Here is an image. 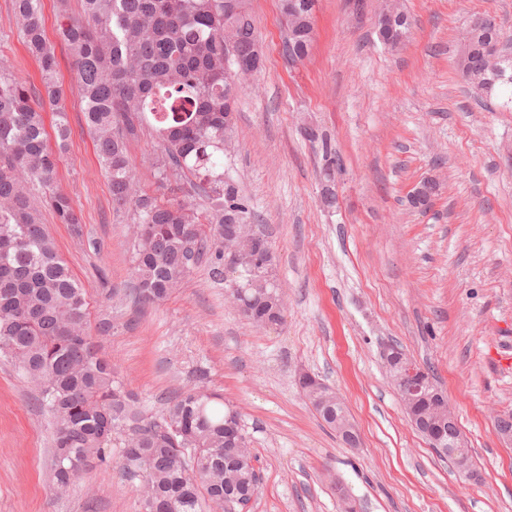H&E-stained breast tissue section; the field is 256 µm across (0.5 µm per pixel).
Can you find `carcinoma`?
<instances>
[{"label": "carcinoma", "instance_id": "cac0c4a2", "mask_svg": "<svg viewBox=\"0 0 512 512\" xmlns=\"http://www.w3.org/2000/svg\"><path fill=\"white\" fill-rule=\"evenodd\" d=\"M83 15L65 17L58 35L67 47L84 103L86 125L109 179L112 202L136 214L132 241L134 288L140 303L167 300L202 261L224 276V239L237 224L253 223V211L235 182L224 176V135L233 131L225 116L235 112L227 66L261 67L250 11L239 7L224 20V0H82ZM314 0H281L291 29L283 55L301 57L310 48L304 35ZM19 34L39 62L50 101L61 96L54 48L43 29L42 0H13ZM410 22L381 14L378 38L391 48L409 38ZM511 80L484 83L464 60V77L490 96L512 87V59L501 62ZM153 119L161 159L159 178L175 182L184 194L166 203L136 189L127 142ZM323 179L339 169L336 149L317 130ZM57 162L46 143L43 111L26 85L0 62V354L10 358L38 390L41 404L56 421L52 475L57 491L93 467L107 462L108 446L123 437L122 467L146 483L141 512L151 502L164 512H205L229 497H255L260 476L255 466L230 463L234 449H247L245 435L227 432L231 407L218 393L191 387L166 401L159 416L136 405L135 395L100 356L85 317L86 289L60 258L40 224L31 189L60 224L79 231L81 216L70 197L55 188ZM423 193L411 206L427 208L437 186L420 183ZM208 201L207 223L193 200ZM273 256L243 270L236 285L246 289L245 317L257 326L278 324L283 302L272 281ZM390 373L405 413L419 417V433L429 443H452L448 423L429 406H410L404 382ZM323 423L344 438L353 426L347 407L323 382L303 391Z\"/></svg>", "mask_w": 512, "mask_h": 512}]
</instances>
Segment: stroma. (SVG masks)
<instances>
[{
    "instance_id": "35a3bbf8",
    "label": "stroma",
    "mask_w": 512,
    "mask_h": 512,
    "mask_svg": "<svg viewBox=\"0 0 512 512\" xmlns=\"http://www.w3.org/2000/svg\"><path fill=\"white\" fill-rule=\"evenodd\" d=\"M380 0H317L307 61L281 54L280 0H250L264 49L261 70L237 103L235 150L224 172L269 232L283 323L262 328L227 298L209 265L193 269L164 302L136 310L134 212L113 204L56 35L80 0H43L70 137L57 153V186L82 217L73 233L42 220L88 294V325L101 353L147 412L192 386L221 393L240 413L256 454L252 512H339L338 477L360 512H512V446L494 414L512 411V108L463 81L460 34L476 15L512 41V0H401L413 27L401 48L376 35ZM0 59L46 101L36 62L0 0ZM342 163L337 203H321L319 143ZM141 190L159 189L151 127L128 143ZM440 191L410 206L422 179ZM400 345L431 367L457 415L478 477H458L411 426L382 358ZM305 370L335 388L361 433L345 447L303 397ZM55 420L22 371L0 355V512H139V480L125 477L122 442L109 460L57 492L50 472Z\"/></svg>"
}]
</instances>
